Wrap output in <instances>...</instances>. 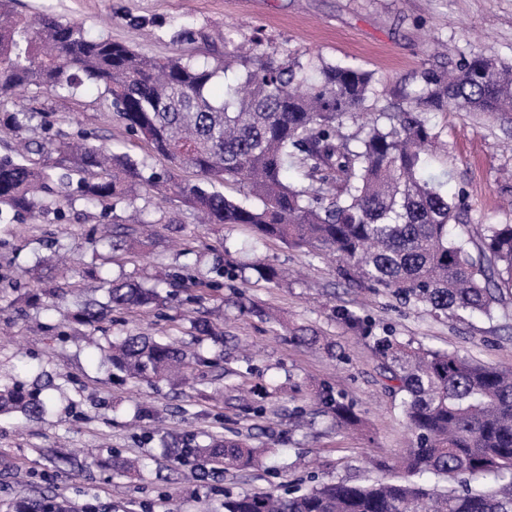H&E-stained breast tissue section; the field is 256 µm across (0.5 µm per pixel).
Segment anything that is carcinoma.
<instances>
[{
    "instance_id": "carcinoma-1",
    "label": "carcinoma",
    "mask_w": 512,
    "mask_h": 512,
    "mask_svg": "<svg viewBox=\"0 0 512 512\" xmlns=\"http://www.w3.org/2000/svg\"><path fill=\"white\" fill-rule=\"evenodd\" d=\"M0 0V97L22 88L75 95L88 88L111 99L119 120L149 151L204 180L237 182L259 205L234 200L171 174L144 177L127 154L64 142L45 133L0 157V221L60 210L77 201L130 200L140 187L182 197L210 224H244L259 239H278L312 251L330 250L337 275L352 288L389 291L436 316L491 315L512 293V224L470 229L462 198L443 192L426 172L439 140L431 114L453 110L491 116L512 138V62L481 49L461 51L451 69L426 67L378 110L374 74L318 57L280 61L261 42L234 46L228 56L242 70L217 95L227 61L200 66L189 58L143 56L110 38L91 37L77 22L15 12ZM33 113H6L21 129ZM358 132H342L348 121ZM298 167L314 182L294 185ZM144 229L116 224L112 250L140 242ZM164 301L154 287L112 282L107 301L90 299L73 319L85 326L112 310ZM379 359L388 388L403 395L413 438L401 458L406 478L370 484L323 481L281 494L224 493V512H512V370L486 366L455 352L403 342L393 330L373 331L354 311L336 309ZM112 367L140 381H159L212 360L151 336L111 343ZM318 397L344 426L360 419L329 387ZM0 412L41 418L46 403L36 389L0 387ZM214 470L259 464L261 450L245 439H211L183 449ZM433 476L460 487L440 492L418 482ZM494 484L468 486L476 478Z\"/></svg>"
}]
</instances>
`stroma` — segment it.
Wrapping results in <instances>:
<instances>
[{"label": "stroma", "instance_id": "1", "mask_svg": "<svg viewBox=\"0 0 512 512\" xmlns=\"http://www.w3.org/2000/svg\"><path fill=\"white\" fill-rule=\"evenodd\" d=\"M18 12L51 14L82 23L154 58L175 55L201 63L224 58L216 36L235 42L261 37L278 57H321L374 73L380 99L411 80L422 66H442L432 49L481 47L512 62V0H13ZM192 28L195 40L179 39ZM33 110L28 136L50 130L130 154L144 175L165 161L117 120L100 91L59 96L29 87L0 99V113ZM448 147L431 158L446 174L449 193H462L474 224H512V141L496 126L466 112L434 114ZM158 237L100 256L114 206L76 203L0 224V384L41 389L54 403L42 419L0 415V512H31L37 501L63 503L67 512H224V494L268 490L310 478L402 479L397 457L411 443L402 407L385 388L371 350L337 318V307L367 316L402 340L456 352L477 362L512 368V296L492 315L460 322L436 316L382 292L368 298L339 281L336 258L257 239L243 225L199 223L180 199L144 193L136 199ZM282 278L258 280L255 260ZM167 276L166 301L149 309L113 311L95 331L99 340L128 334L171 337L195 348L212 366L189 382L136 383L113 371L71 320L86 287L97 299V278L153 283ZM206 319L216 336H201L192 321ZM321 337L298 344L297 330ZM340 391L361 419L336 425L316 400L323 385ZM253 388L251 404L238 386ZM235 431L264 449L266 468L187 479L173 451ZM141 456L140 472L118 476L113 456Z\"/></svg>", "mask_w": 512, "mask_h": 512}]
</instances>
